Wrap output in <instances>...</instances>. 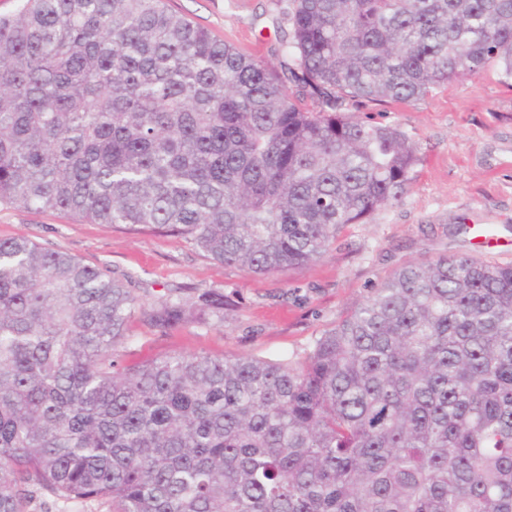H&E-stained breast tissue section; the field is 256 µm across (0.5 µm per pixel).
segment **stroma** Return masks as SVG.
<instances>
[{"label":"stroma","instance_id":"1","mask_svg":"<svg viewBox=\"0 0 512 512\" xmlns=\"http://www.w3.org/2000/svg\"><path fill=\"white\" fill-rule=\"evenodd\" d=\"M288 0H169L173 11L245 55L279 69ZM350 116L397 125L419 162L396 204L349 224L309 265L253 274L221 264L185 239L91 224L52 210L0 206V239L25 238L65 251L115 278L131 277L143 307L162 297H224V316H202L161 330L134 315L122 363L172 353L303 362L315 340L336 326L394 270L443 254L481 256L473 228H493L497 264L512 265V80L496 66L462 74L426 98L367 102Z\"/></svg>","mask_w":512,"mask_h":512}]
</instances>
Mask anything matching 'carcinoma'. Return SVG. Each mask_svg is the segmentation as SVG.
Masks as SVG:
<instances>
[{
  "mask_svg": "<svg viewBox=\"0 0 512 512\" xmlns=\"http://www.w3.org/2000/svg\"><path fill=\"white\" fill-rule=\"evenodd\" d=\"M294 87L166 0L0 17V205L179 236L269 274L398 202L415 144L346 115L496 65L512 0H289ZM224 300L167 297L166 329ZM132 289L0 239V512H512V265L395 272L305 361L116 359Z\"/></svg>",
  "mask_w": 512,
  "mask_h": 512,
  "instance_id": "cac0c4a2",
  "label": "carcinoma"
}]
</instances>
